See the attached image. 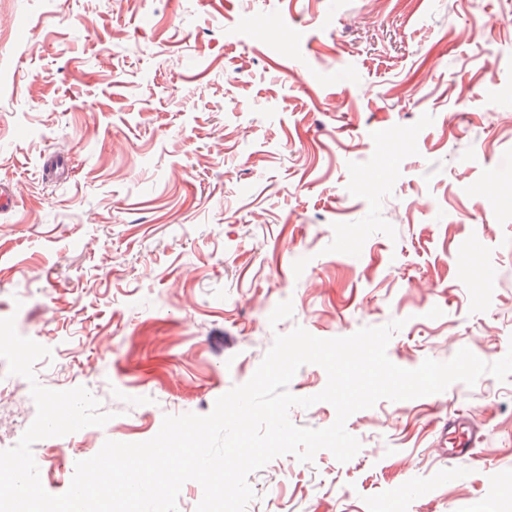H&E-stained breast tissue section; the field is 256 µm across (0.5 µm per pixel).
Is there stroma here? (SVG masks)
<instances>
[{"mask_svg":"<svg viewBox=\"0 0 512 512\" xmlns=\"http://www.w3.org/2000/svg\"><path fill=\"white\" fill-rule=\"evenodd\" d=\"M0 319L102 427L36 442L64 493L105 440L212 411L275 335L395 319L396 365L512 347V0H0ZM485 430L448 457L443 422ZM36 415L0 358V450ZM246 512H512V376L352 414Z\"/></svg>","mask_w":512,"mask_h":512,"instance_id":"stroma-1","label":"stroma"}]
</instances>
